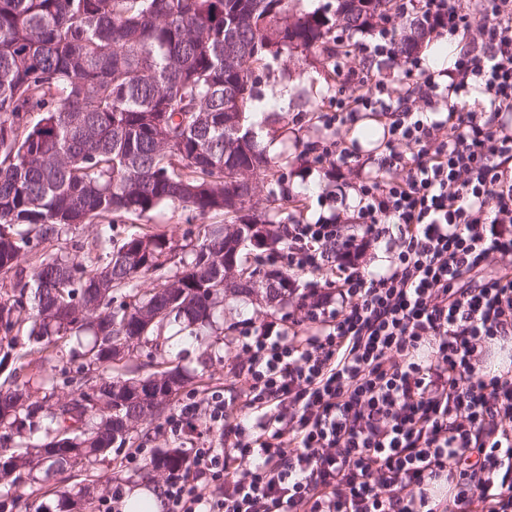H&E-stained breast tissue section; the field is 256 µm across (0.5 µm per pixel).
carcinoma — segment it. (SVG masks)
Returning a JSON list of instances; mask_svg holds the SVG:
<instances>
[{
	"instance_id": "obj_1",
	"label": "carcinoma",
	"mask_w": 512,
	"mask_h": 512,
	"mask_svg": "<svg viewBox=\"0 0 512 512\" xmlns=\"http://www.w3.org/2000/svg\"><path fill=\"white\" fill-rule=\"evenodd\" d=\"M393 0H334L306 12L293 0H0V512L30 509L21 484L77 468L98 472L114 448L151 429L194 378L180 365L139 374L134 352L173 328L209 349L227 295L288 304V274L267 266L283 234L252 205L256 187L279 209L289 161L266 154L252 111L255 72L281 47L323 61L355 60L358 33L392 18ZM224 214L195 244L150 230L123 239L110 216L162 205ZM95 226L90 247L62 238ZM267 245L249 261L243 234ZM151 287L144 288V279ZM263 292H258V289ZM25 332L28 351L19 352ZM80 361L59 379L47 359ZM164 396L151 411L146 386ZM118 411L121 420L112 419ZM187 450L156 448L140 475L163 493ZM90 486L55 491L35 512H72Z\"/></svg>"
}]
</instances>
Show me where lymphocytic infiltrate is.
Returning <instances> with one entry per match:
<instances>
[{
  "instance_id": "obj_1",
  "label": "lymphocytic infiltrate",
  "mask_w": 512,
  "mask_h": 512,
  "mask_svg": "<svg viewBox=\"0 0 512 512\" xmlns=\"http://www.w3.org/2000/svg\"><path fill=\"white\" fill-rule=\"evenodd\" d=\"M420 4L433 30L476 28L475 47L432 71L388 33L337 64L357 93L323 113L317 151L330 178L354 171L356 203L286 230L304 318L245 329L239 386L168 418L180 439L205 416L221 440L190 449L163 512H512V376L484 366L512 344V273H483L512 256V0H479L476 21L462 0ZM471 91L483 106L451 104ZM367 112L384 121L372 164L341 135ZM326 271L334 287L301 289Z\"/></svg>"
}]
</instances>
